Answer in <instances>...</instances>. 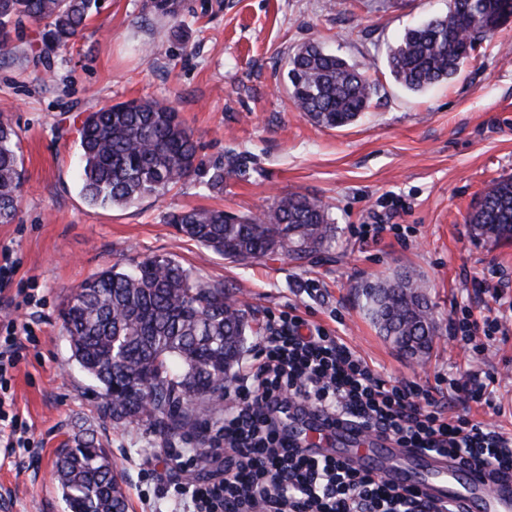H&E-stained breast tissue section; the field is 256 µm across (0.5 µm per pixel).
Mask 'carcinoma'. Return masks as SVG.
Here are the masks:
<instances>
[{"label": "carcinoma", "mask_w": 512, "mask_h": 512, "mask_svg": "<svg viewBox=\"0 0 512 512\" xmlns=\"http://www.w3.org/2000/svg\"><path fill=\"white\" fill-rule=\"evenodd\" d=\"M98 0H0V51L29 23L39 30L38 59L51 67L98 12ZM512 16V0H452L448 12L407 28L387 55L394 80L421 93L452 79L477 45ZM294 106L315 124L340 128L370 107L376 83L367 71L312 42L290 57ZM80 194L92 207H124L161 197L198 177L224 192L236 160L210 167L169 101L120 102L86 113L78 128ZM23 186L16 131L0 122V224L14 221ZM186 238L239 264L277 256L304 261L330 246L336 226L316 197L288 193L264 213L233 215L216 208L172 210L165 216ZM475 235L512 239V177L485 193L470 217ZM382 336L410 354L427 353L436 336L424 285L409 270L357 288ZM71 358L99 386V408L115 422H145L164 441L199 425L200 406L224 407V387L246 353L254 313L234 291L167 257L125 269L116 265L77 287L61 311ZM56 479L69 512H127L123 477L92 435L61 449Z\"/></svg>", "instance_id": "cac0c4a2"}]
</instances>
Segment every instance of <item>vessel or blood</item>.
Wrapping results in <instances>:
<instances>
[{"label": "vessel or blood", "instance_id": "obj_1", "mask_svg": "<svg viewBox=\"0 0 512 512\" xmlns=\"http://www.w3.org/2000/svg\"><path fill=\"white\" fill-rule=\"evenodd\" d=\"M291 438L315 457H332L463 512H512V472L497 475L464 466L451 456L413 452L348 424L326 428L313 415L290 413Z\"/></svg>", "mask_w": 512, "mask_h": 512}]
</instances>
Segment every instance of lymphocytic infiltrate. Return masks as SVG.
Instances as JSON below:
<instances>
[{
    "label": "lymphocytic infiltrate",
    "mask_w": 512,
    "mask_h": 512,
    "mask_svg": "<svg viewBox=\"0 0 512 512\" xmlns=\"http://www.w3.org/2000/svg\"><path fill=\"white\" fill-rule=\"evenodd\" d=\"M495 316L470 306L452 311L450 336L467 354L470 382H450L457 404L487 398L477 368L496 336L512 333V302L501 286L482 284ZM25 348L15 321L0 330V442L29 448L19 423L12 372ZM345 420L402 448L456 457L461 463L512 470V432L443 409L432 389L415 381L392 382L340 337L297 314L268 318L254 363L224 392V410L207 430L204 468L222 464L221 476L174 484L183 512H453L415 492L361 472L331 457H314L292 442L285 408Z\"/></svg>",
    "instance_id": "1"
}]
</instances>
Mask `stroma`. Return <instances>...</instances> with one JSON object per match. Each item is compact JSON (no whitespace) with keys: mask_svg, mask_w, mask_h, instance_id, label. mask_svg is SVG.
Listing matches in <instances>:
<instances>
[{"mask_svg":"<svg viewBox=\"0 0 512 512\" xmlns=\"http://www.w3.org/2000/svg\"><path fill=\"white\" fill-rule=\"evenodd\" d=\"M151 0H103L48 76L35 75L39 35L27 25L0 52V121L17 132L24 183L13 223L0 224V260L16 269L8 294L32 290L36 305L0 300V323H30L37 338L13 372L31 450L0 453V512H67L52 480L60 448L85 432L107 448L124 477L128 512H172L165 487L187 478L167 448L191 456L195 433L162 442L145 423L101 416L95 382L71 359L61 309L84 280L111 265L163 256L207 281L233 287L259 314L289 309L339 336L383 378L447 394L465 377L449 340L454 304L482 311L478 277L499 271L512 290V242L474 240L469 217L493 182L512 176V23L483 40L457 77L415 94L391 77L386 52L404 29L447 12L450 0H176L180 23ZM316 42L364 67L377 84L370 108L327 129L293 105L288 59ZM155 98L177 107L204 163L237 158L223 194L190 178L165 198L126 207L82 199L74 124L117 102ZM321 199L336 225L331 251L306 262L284 257L231 263L164 220L173 209L221 207L259 214L277 197ZM396 231L377 242L352 234L371 213ZM410 270L427 287L438 334L424 360L406 357L365 317L355 289ZM482 371L503 415L471 405L470 418L512 431V338L491 344Z\"/></svg>","mask_w":512,"mask_h":512,"instance_id":"stroma-1","label":"stroma"}]
</instances>
